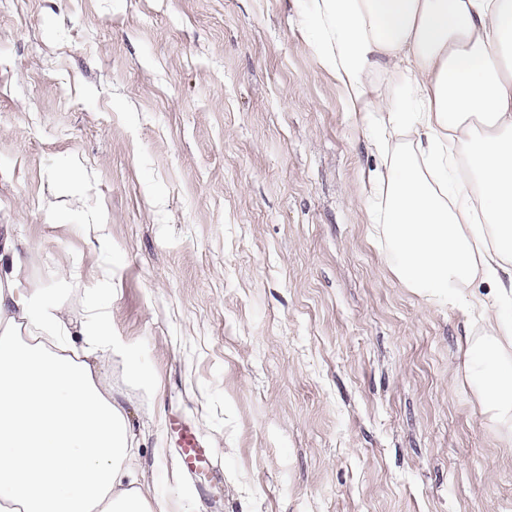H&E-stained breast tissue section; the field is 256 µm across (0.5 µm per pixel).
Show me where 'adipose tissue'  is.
Returning a JSON list of instances; mask_svg holds the SVG:
<instances>
[{
	"label": "adipose tissue",
	"mask_w": 512,
	"mask_h": 512,
	"mask_svg": "<svg viewBox=\"0 0 512 512\" xmlns=\"http://www.w3.org/2000/svg\"><path fill=\"white\" fill-rule=\"evenodd\" d=\"M311 46L381 167L363 175L399 282L477 309L459 339L484 414L512 434V0H306ZM490 283L483 298L465 288ZM29 289L0 242V512H165L129 414L100 382L112 330Z\"/></svg>",
	"instance_id": "adipose-tissue-1"
}]
</instances>
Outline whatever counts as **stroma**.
<instances>
[{"mask_svg": "<svg viewBox=\"0 0 512 512\" xmlns=\"http://www.w3.org/2000/svg\"><path fill=\"white\" fill-rule=\"evenodd\" d=\"M302 8L0 0V236L73 327L97 302L167 512H512L465 317L396 278ZM174 418L220 482L181 475Z\"/></svg>", "mask_w": 512, "mask_h": 512, "instance_id": "stroma-1", "label": "stroma"}]
</instances>
